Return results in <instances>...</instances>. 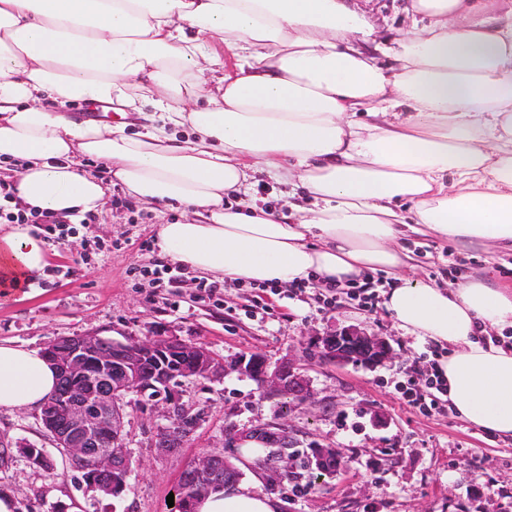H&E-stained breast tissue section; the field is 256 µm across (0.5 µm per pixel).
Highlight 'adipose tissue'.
I'll return each instance as SVG.
<instances>
[{
  "mask_svg": "<svg viewBox=\"0 0 512 512\" xmlns=\"http://www.w3.org/2000/svg\"><path fill=\"white\" fill-rule=\"evenodd\" d=\"M422 27L377 42L344 0H0V160L27 208L78 221L107 186L182 204L159 225L172 262L212 277L343 281L408 268L407 234L512 249V0H411ZM390 59L382 66L380 58ZM143 112L135 135L73 117V100ZM185 138H178V130ZM301 185L287 217L251 196L256 172ZM36 227L0 226V282L47 264ZM406 332L447 347L461 417L512 436V287L407 282L384 294ZM58 375L0 341V410L42 406ZM195 512H279L257 483L210 491Z\"/></svg>",
  "mask_w": 512,
  "mask_h": 512,
  "instance_id": "ef3b65f1",
  "label": "adipose tissue"
}]
</instances>
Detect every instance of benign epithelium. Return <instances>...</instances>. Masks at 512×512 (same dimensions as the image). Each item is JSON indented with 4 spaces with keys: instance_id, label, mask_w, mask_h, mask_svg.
Listing matches in <instances>:
<instances>
[{
    "instance_id": "1",
    "label": "benign epithelium",
    "mask_w": 512,
    "mask_h": 512,
    "mask_svg": "<svg viewBox=\"0 0 512 512\" xmlns=\"http://www.w3.org/2000/svg\"><path fill=\"white\" fill-rule=\"evenodd\" d=\"M325 363L373 367L393 357L388 341L354 328L334 330L318 341ZM44 355L66 381L67 401L54 396L41 407L40 420L56 447L74 462H90L86 481L90 487L113 496L125 487L129 458L123 444L121 401L130 393L150 394L164 402L169 425L158 434L157 447L175 448L191 437L203 410L181 401L175 384L183 379L220 381L228 371H238L255 381L262 397L286 396L298 403L310 402L314 392L290 357L276 365L264 355L251 353L231 360L203 347L187 344L175 335H156L146 341L121 342L97 334L57 337L46 345ZM112 447H99L101 435ZM263 437L274 448H286L291 431L274 424L224 431V447L238 448ZM222 454L206 453L189 466L184 478L216 474Z\"/></svg>"
}]
</instances>
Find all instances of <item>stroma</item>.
Masks as SVG:
<instances>
[{"label": "stroma", "mask_w": 512, "mask_h": 512, "mask_svg": "<svg viewBox=\"0 0 512 512\" xmlns=\"http://www.w3.org/2000/svg\"><path fill=\"white\" fill-rule=\"evenodd\" d=\"M181 215L179 205L159 208L110 186L92 224H75L66 237L51 239L48 264L32 285L0 295V340L40 351L59 336L143 341L175 334L227 359L257 351L275 362L292 353L314 401L261 397L253 381L234 372L219 382L185 381L183 401L203 408L205 417L189 440L162 451L156 446L164 423L160 403L129 394L124 438L132 464L129 488L118 497L87 487L82 470L47 435L39 410H1L0 495L12 496L17 512H175L169 493L195 458L223 451L225 428L272 423L290 426L298 457L273 472L244 464L239 449L231 461L241 481L260 477L261 490L280 500L281 512H512V438L402 397L399 383L433 343L399 328L378 298L369 305L343 298L321 308L291 296L286 284L259 294L248 282L229 280L205 298L185 267L177 287L153 283L150 272L162 260L157 227ZM401 245L424 282L448 286L466 276L512 284L511 251L414 235ZM258 294L260 309L252 306ZM344 326L386 338L394 359L375 368L323 363L318 337ZM22 445L42 449L53 473L30 465L18 451ZM314 447L334 449L344 468L312 475L303 456Z\"/></svg>", "instance_id": "stroma-1"}]
</instances>
